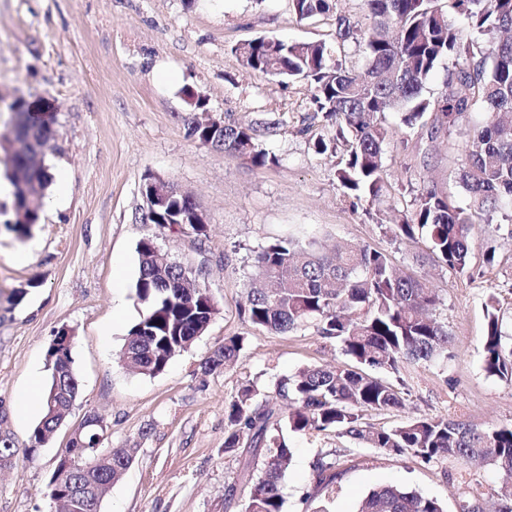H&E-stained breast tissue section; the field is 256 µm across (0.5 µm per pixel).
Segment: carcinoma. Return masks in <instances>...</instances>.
<instances>
[{
	"mask_svg": "<svg viewBox=\"0 0 512 512\" xmlns=\"http://www.w3.org/2000/svg\"><path fill=\"white\" fill-rule=\"evenodd\" d=\"M366 24L354 37L349 21L336 17V52L345 53L355 39L363 49L367 68L360 74L346 67L321 42H285L258 37L247 48H235L253 72L282 79H307L314 84L313 111L336 127L335 136L315 142L325 153L344 147L337 178L347 194L370 206L385 202L383 145L389 136L387 115L400 114L409 128L425 125L434 114L431 129H452L480 107L485 123L473 128L461 144L464 156L459 183L469 197V207L448 201L435 188L417 195L411 208L401 212L396 224L385 226L393 240L423 239L428 249L449 268L467 270L469 226L485 212L512 208V0H363ZM295 15L303 20L326 15L336 0H291ZM454 59L448 83L455 91L434 99L423 89L437 66ZM49 103L45 99L16 100L12 109L23 116L29 147H39L50 134L51 121L37 117ZM192 135L203 145L246 160L254 168L276 163L277 158L258 143L251 126L227 123L224 132L208 137L202 130ZM185 213L177 198L158 209L147 222L161 231L188 229L207 236L205 224L174 225L169 209ZM41 212L27 210L24 221L8 228L17 238H27L40 223ZM154 237L139 242L138 299L145 305L140 320L130 329L122 350L129 370L142 375L161 373L170 360L188 349L207 329L216 303L207 293L202 270L189 264H158L152 259ZM256 275L247 286L243 317L272 335L292 331L313 321L317 332L338 342L349 367L315 366L276 383V392L297 404L287 416L260 398L251 384L241 386L230 402L224 429V452L249 448L261 460L260 471H243L250 485L243 512H283V480L293 453L287 433L334 431L366 448L388 455L407 452L429 463L455 458L465 464L478 461L504 473L507 479L492 489L497 512H512V424L479 430L458 419L416 416L391 428H376L363 421L367 410L405 408L401 385L372 376L368 370L397 371L406 364L442 363L448 359L447 325L430 316L440 297L427 283L411 274L398 273L388 254L356 243H339L324 252L312 239L289 238L268 245L254 258ZM487 326L483 368L490 377L512 382V344L506 342L499 301L486 302ZM243 341L225 339L206 362L213 370L239 359ZM64 410L71 409L78 393L73 370L63 366L50 375ZM338 463L319 459L313 474V495L327 498L335 491ZM120 452L112 465L103 464L97 480L107 485L126 471ZM81 465L59 466L50 482V495L70 499L68 512H99L101 498L80 493ZM483 493L469 489L460 512H482ZM359 512H443L441 504L416 491L384 486L369 491Z\"/></svg>",
	"mask_w": 512,
	"mask_h": 512,
	"instance_id": "carcinoma-1",
	"label": "carcinoma"
}]
</instances>
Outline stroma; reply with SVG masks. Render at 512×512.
I'll return each mask as SVG.
<instances>
[{
	"label": "stroma",
	"instance_id": "1",
	"mask_svg": "<svg viewBox=\"0 0 512 512\" xmlns=\"http://www.w3.org/2000/svg\"><path fill=\"white\" fill-rule=\"evenodd\" d=\"M340 16L352 29L363 28V0H338L336 15L306 20L289 0H0V135L16 98L50 99L56 112L45 157L69 175L66 202L43 208L25 240L7 228L13 197L0 198V431L15 444L10 466L0 471V512H59L49 484L70 433L90 414L107 424L102 448L133 455L100 512H242L248 487L237 476L252 457L224 451L233 395L249 381L277 405V378L349 362L314 325L271 335L240 314L256 254L285 238L345 240L386 252L441 299L435 316L451 336L447 362L376 370L380 379L403 381L407 407L365 412L366 422L393 427L420 414L458 416L483 430L512 422V383L483 369L488 294L498 297L502 330L512 336V211L471 225L463 275L433 258L423 242L394 241L382 231L427 185L467 206L457 183L458 147L485 113L435 134L390 116L388 198L370 207L340 186V154L315 150L331 129L311 108L312 84L255 74L234 52L259 36L335 47ZM163 70L174 74L173 82L160 79ZM190 90L205 101L204 110L189 104ZM208 115L254 125L277 164L255 169L202 145L191 127ZM151 175L194 197L207 217L205 238L145 223L141 185ZM148 236L202 269L217 306L206 331L154 376L130 373L121 361L144 311L134 284L137 245ZM21 249L28 253L22 263L14 258ZM64 329L74 335L79 390L50 441L34 449L30 436L43 413L23 416L18 407L32 380L47 383L50 347ZM231 336L243 339L238 361L205 370L204 361ZM289 446L284 512H357L362 498L383 485L459 512L463 482L489 488L500 480L488 467L388 456L332 432L293 434ZM322 457L338 462L335 494L301 504Z\"/></svg>",
	"mask_w": 512,
	"mask_h": 512
}]
</instances>
